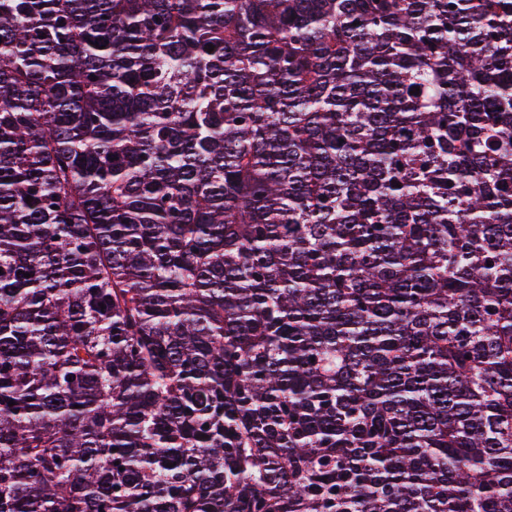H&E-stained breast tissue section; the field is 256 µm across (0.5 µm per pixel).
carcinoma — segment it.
<instances>
[{"label":"carcinoma","mask_w":512,"mask_h":512,"mask_svg":"<svg viewBox=\"0 0 512 512\" xmlns=\"http://www.w3.org/2000/svg\"><path fill=\"white\" fill-rule=\"evenodd\" d=\"M0 512H512V0H0Z\"/></svg>","instance_id":"1"}]
</instances>
